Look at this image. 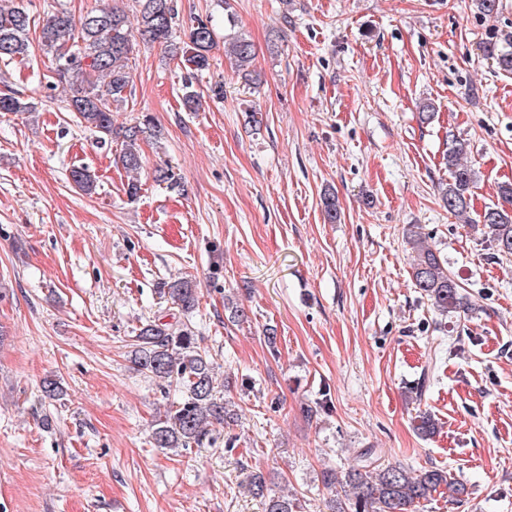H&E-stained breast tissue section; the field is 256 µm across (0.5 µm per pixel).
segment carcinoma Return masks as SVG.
I'll use <instances>...</instances> for the list:
<instances>
[{"mask_svg":"<svg viewBox=\"0 0 512 512\" xmlns=\"http://www.w3.org/2000/svg\"><path fill=\"white\" fill-rule=\"evenodd\" d=\"M137 27H132L125 11L119 7L103 8L79 19L66 10H57L44 20L39 41L46 53L56 60V81L68 88V110L78 115L81 123L104 136L112 135V107L125 101L132 81L128 65L136 38L169 48L182 54L195 71L210 67L209 52L214 32L208 24L199 22L191 27L189 44L180 46L174 40L173 26L177 17L174 0H136ZM31 20L20 7H0V59H22L28 55ZM484 54L497 68L512 74V32L485 42ZM230 55L237 69L251 74L255 60L252 43L237 35L231 42ZM33 106L18 97L0 96V112H31ZM152 119L126 129L124 147L119 162L128 171L142 169L139 142L151 132ZM467 143L448 135L445 154L448 182L440 186V199L448 213L461 218L470 212L471 189L476 171L466 160ZM73 187L84 194L96 190V177L85 167L71 170ZM324 219L330 224L341 221V208L336 197L326 194L322 199ZM485 219H467L482 224L484 233L500 255H512V212L497 206L484 209ZM413 253L411 264L415 287L442 313H461L469 310L465 285L448 270V262L434 250L424 247L415 238L408 240ZM167 295L185 313L197 303L193 282L174 280L167 284ZM133 361L162 380L165 386L183 385L187 397L165 418L156 421L151 433L154 448H187L200 444L208 427L230 424L236 412L229 400L214 394V367L210 358L197 346L195 334L188 324L172 329L160 320H147L134 336ZM323 482L339 485L353 493L352 502L336 499L331 512H414L415 506L434 493L457 501L467 494L466 486L448 471L431 466L413 470L401 464L383 465L368 449L359 454L358 463L343 475L330 469L323 472ZM249 494L260 500L263 512H301L299 498L291 494H273L268 479L261 471L250 474Z\"/></svg>","mask_w":512,"mask_h":512,"instance_id":"carcinoma-1","label":"carcinoma"}]
</instances>
